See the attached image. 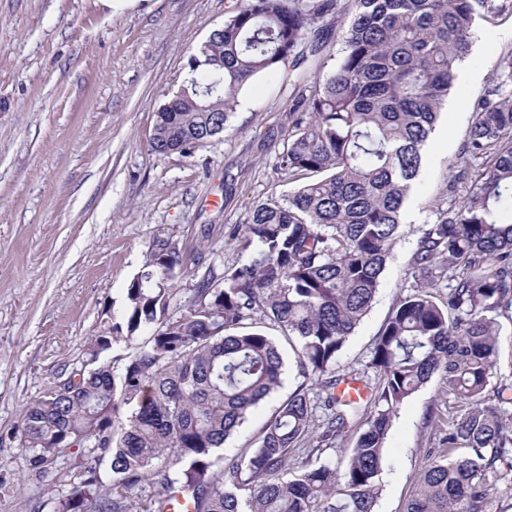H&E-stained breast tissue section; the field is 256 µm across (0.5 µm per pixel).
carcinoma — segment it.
<instances>
[{
	"mask_svg": "<svg viewBox=\"0 0 512 512\" xmlns=\"http://www.w3.org/2000/svg\"><path fill=\"white\" fill-rule=\"evenodd\" d=\"M333 11L348 18L334 70L299 84L276 167L290 183L316 179L256 206L233 233L241 260L203 274L183 311L170 308L181 256L161 245L111 330L91 340L78 380L24 409L17 433L35 474L75 449L55 512H170L176 492L193 512H377L393 418L435 376L454 403L429 413L433 450L403 512H488L497 498L512 508V382L497 379L499 318L512 320V46L419 229L408 293L371 352L376 380L352 400L336 374L400 238L475 19L512 16V0H238L189 56L186 90L157 110L151 147L182 152L222 132L246 87L329 42L319 22ZM267 320L311 387L226 461L224 442L281 384L275 340L249 329ZM139 337L132 354L112 355ZM353 430L340 470L327 453Z\"/></svg>",
	"mask_w": 512,
	"mask_h": 512,
	"instance_id": "1",
	"label": "carcinoma"
}]
</instances>
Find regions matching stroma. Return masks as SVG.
<instances>
[{"instance_id": "35a3bbf8", "label": "stroma", "mask_w": 512, "mask_h": 512, "mask_svg": "<svg viewBox=\"0 0 512 512\" xmlns=\"http://www.w3.org/2000/svg\"><path fill=\"white\" fill-rule=\"evenodd\" d=\"M236 0H0V512H53L68 493L66 457L46 477L28 468L15 434L28 402L81 369L107 332L125 289L160 244L177 246L182 276L171 307L183 309L207 268L235 264L233 230L253 208L287 195L277 154L297 83L280 71L252 89L248 111L191 151L151 147L158 108L188 77V56L222 27ZM480 35L432 134L404 208L402 235L377 298L338 362L360 371L396 301L422 224L451 175L512 18L480 20ZM282 385L224 445L225 457L256 447L280 403L305 379L279 328ZM432 379L402 404L385 443L377 512H402L425 463L429 409L445 402Z\"/></svg>"}]
</instances>
